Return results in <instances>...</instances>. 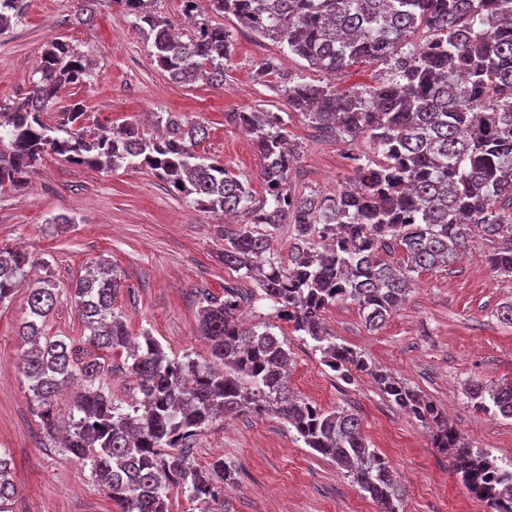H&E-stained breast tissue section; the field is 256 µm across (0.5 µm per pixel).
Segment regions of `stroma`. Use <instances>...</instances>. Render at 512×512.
<instances>
[{"label": "stroma", "instance_id": "35a3bbf8", "mask_svg": "<svg viewBox=\"0 0 512 512\" xmlns=\"http://www.w3.org/2000/svg\"><path fill=\"white\" fill-rule=\"evenodd\" d=\"M75 4L30 0L24 20L0 33V103L28 92L45 42L62 36L94 58L90 82L60 94L64 105L84 101L88 123L145 122L155 112L199 123L206 137L198 152L218 158L261 197L260 158L249 136L226 115L280 112L298 147L292 185L331 194L353 177L351 157L367 150V143L320 136L284 98L259 85L254 73L271 58L280 76L342 89L382 81L383 65L359 64L330 76L273 42L254 38L227 16L223 24L234 51L223 88L202 82L180 87L153 63L133 17L103 5L93 23L75 25L70 21ZM59 216L70 218V225L56 229L53 220ZM223 230V215L194 209L145 169L98 171L48 154L29 185L0 192V246L17 245L39 259L35 279H50L57 292L45 331L76 341L84 327L71 284L86 274L90 261L103 258L121 275L116 308L131 335L150 331L172 356L205 354L197 328L203 294L220 297L225 288L250 287L224 265ZM487 251V241L476 236L461 261L416 273L404 307L378 329L366 327L350 302L328 308L324 322L337 342L432 400L472 448L511 465L512 419L478 411L466 394L470 378L512 382V324L497 317L500 306L512 303V276L492 274ZM25 309L22 289L0 306V449L13 460L14 510L118 512L89 468L42 444L22 373L25 345L19 330ZM287 338L291 392L326 410L357 413L363 435L405 488L403 512H486L457 479L452 456L434 447L430 431L397 410L369 375L355 371L342 378L299 334ZM82 354L104 362L114 399L136 394L137 383L120 355L90 346ZM218 457L238 471V487L229 493L234 512H377L344 470L306 448L276 416L246 414L214 422L198 437L194 461L204 466Z\"/></svg>", "mask_w": 512, "mask_h": 512}]
</instances>
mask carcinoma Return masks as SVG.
<instances>
[{"mask_svg": "<svg viewBox=\"0 0 512 512\" xmlns=\"http://www.w3.org/2000/svg\"><path fill=\"white\" fill-rule=\"evenodd\" d=\"M196 20L186 37L173 32L153 0H113L150 44L157 68L181 85L199 80L224 86L233 41L212 16H233L260 39L278 43L312 70L336 74L362 63H382L388 77L375 86L339 89L300 77L274 84V60L258 66L257 80L285 97L318 130L340 139H365L376 158L358 156L355 181L326 195L297 192L289 181L296 159L288 121L278 112H230L263 160L265 196L218 160L196 151L203 126L155 115L165 133L153 136L137 122L119 127L86 123L84 101H74L50 124L60 93L91 80L89 53L52 37L42 49L29 92L0 104V190L29 183L46 152L96 170L126 165L147 169L197 210L242 216L224 227V266L254 291L224 289L205 297L198 327L205 357L171 358L148 331L131 338L116 311L121 275L108 261L72 286L84 343L126 351L125 369L142 398L122 404L107 387L105 364L82 359L74 341L47 336L55 288L30 282L38 259L0 246V306L28 285L20 336L28 345L23 375L43 437L89 467L120 512H170L176 490L200 512H231L227 491L236 468L218 458L192 459L197 437L226 414H271L312 451L346 469L379 512H399L404 488L371 449L357 415L326 411L298 399L287 382L288 339L278 325L245 327L241 303H272L274 318L308 337L322 363L347 377L370 375L386 398L434 433L436 446L454 450V472L489 512H512V468L475 451L438 407L415 389L373 367L364 354L336 342L323 313L339 301L355 303L377 329L405 303L412 274L461 260L473 230L493 247L492 273L512 275V0H183ZM28 0H0V31L26 15ZM290 230L284 262L272 239ZM399 249L405 263L384 253ZM78 384L60 424L57 397ZM474 406L512 419V382L470 383ZM17 496L10 457L0 451V512Z\"/></svg>", "mask_w": 512, "mask_h": 512, "instance_id": "obj_1", "label": "carcinoma"}]
</instances>
